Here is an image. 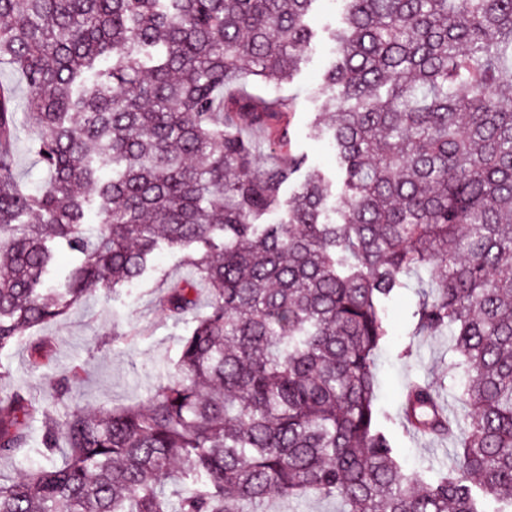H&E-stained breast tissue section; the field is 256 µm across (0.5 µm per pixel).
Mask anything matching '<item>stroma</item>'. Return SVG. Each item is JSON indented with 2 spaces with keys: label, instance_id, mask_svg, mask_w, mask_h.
<instances>
[{
  "label": "stroma",
  "instance_id": "obj_1",
  "mask_svg": "<svg viewBox=\"0 0 512 512\" xmlns=\"http://www.w3.org/2000/svg\"><path fill=\"white\" fill-rule=\"evenodd\" d=\"M344 15L342 0H321L310 16L316 32L307 57L283 97L290 112L280 119L288 128V150L306 159L305 171L337 178L336 157L327 137L315 135L313 125L320 103L315 97L322 75L335 60L331 39ZM182 255L162 251L157 269L136 287L112 294L96 291L74 306L62 319L26 332L11 350L0 352V390L27 388L58 415L73 408L108 412L145 398L159 380L172 370L178 358V340L186 325H173L155 307L156 298L169 281L190 276ZM389 303L388 337L375 356L379 380L377 405L390 415H399L408 386L415 381L433 384L447 380L454 359L446 334H415L413 312L419 301L420 282ZM52 342V359L40 370L30 365V347L40 338ZM81 367L82 377L71 381L72 367ZM68 386L69 395L58 400L57 391ZM396 448L407 470H438L453 461L451 444L395 430Z\"/></svg>",
  "mask_w": 512,
  "mask_h": 512
}]
</instances>
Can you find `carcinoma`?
I'll list each match as a JSON object with an SVG mask.
<instances>
[{
  "label": "carcinoma",
  "instance_id": "obj_1",
  "mask_svg": "<svg viewBox=\"0 0 512 512\" xmlns=\"http://www.w3.org/2000/svg\"><path fill=\"white\" fill-rule=\"evenodd\" d=\"M320 0H0V351L94 290L130 287L161 245L192 274L158 300L192 326L174 375L141 403L59 418L0 393V459L41 419L49 465L0 478V512H512V0H344L317 133L340 189L306 161L262 159L243 121L284 146L281 86ZM233 85L237 93L224 96ZM47 181L15 174L19 121ZM77 263L54 288V249ZM432 288L416 330L456 361L443 417L413 384L404 415L455 462L407 474L375 408L373 357L405 278ZM208 291L199 302L200 287ZM62 452L61 463L53 462ZM338 504L331 498H318L314 496L304 497L288 503L270 502L267 505L269 511L276 512H336Z\"/></svg>",
  "mask_w": 512,
  "mask_h": 512
}]
</instances>
